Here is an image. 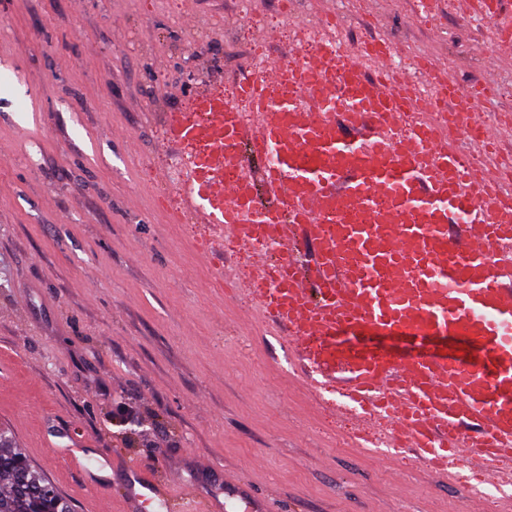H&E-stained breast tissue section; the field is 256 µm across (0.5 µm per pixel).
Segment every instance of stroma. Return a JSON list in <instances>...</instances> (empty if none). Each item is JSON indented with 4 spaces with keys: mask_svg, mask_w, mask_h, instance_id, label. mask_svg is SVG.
<instances>
[{
    "mask_svg": "<svg viewBox=\"0 0 512 512\" xmlns=\"http://www.w3.org/2000/svg\"><path fill=\"white\" fill-rule=\"evenodd\" d=\"M473 0H0V429L76 512H125L132 466L180 496L242 481L270 512H512V461L485 483L442 478L408 448L345 438L385 421L341 383L312 393L301 356L257 309L255 249L159 196L170 113L223 93L263 49L282 63L329 13L337 40L393 43L397 69L438 58L463 88L512 83V44L474 55ZM214 239L212 251L199 240ZM135 423L115 426L116 402ZM90 441L114 474L97 489L55 459V432Z\"/></svg>",
    "mask_w": 512,
    "mask_h": 512,
    "instance_id": "35a3bbf8",
    "label": "stroma"
}]
</instances>
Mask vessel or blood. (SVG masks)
I'll return each instance as SVG.
<instances>
[{
  "mask_svg": "<svg viewBox=\"0 0 512 512\" xmlns=\"http://www.w3.org/2000/svg\"><path fill=\"white\" fill-rule=\"evenodd\" d=\"M497 37H512L501 0H479ZM321 65L269 66L240 84L255 128L229 102L224 164L239 180L191 193L187 206L229 235L258 239L268 262L255 301L290 341L319 340L304 365L311 384L343 372L359 407L385 410L389 447L449 474L459 456L484 477L512 458V193L501 166L465 165L446 132L490 96L485 80L460 89L433 59L414 77L394 76L392 48L369 40L319 47ZM266 158L260 176L247 158ZM339 333L381 338L438 336L481 349L482 362L429 350L402 359L388 351L336 348ZM78 466L87 487L105 468L94 448L72 439L52 448ZM126 512H178L168 483L128 469ZM205 512H267L242 482L203 503Z\"/></svg>",
  "mask_w": 512,
  "mask_h": 512,
  "instance_id": "b4317fda",
  "label": "vessel or blood"
}]
</instances>
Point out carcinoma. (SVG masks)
I'll use <instances>...</instances> for the list:
<instances>
[{
	"label": "carcinoma",
	"instance_id": "1",
	"mask_svg": "<svg viewBox=\"0 0 512 512\" xmlns=\"http://www.w3.org/2000/svg\"><path fill=\"white\" fill-rule=\"evenodd\" d=\"M21 459L12 445L0 446V512H31L36 498L43 508L55 506L58 500L68 503L38 469L20 466Z\"/></svg>",
	"mask_w": 512,
	"mask_h": 512
}]
</instances>
